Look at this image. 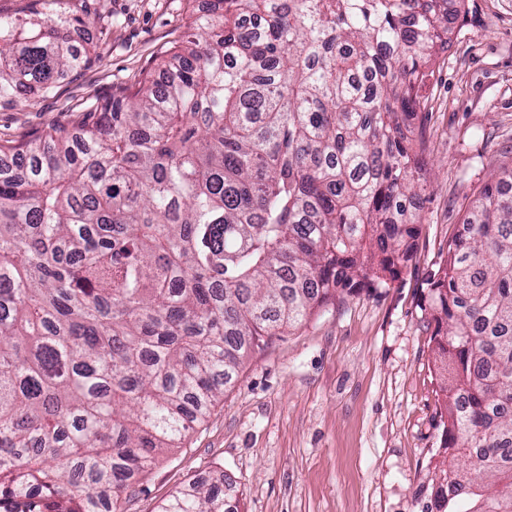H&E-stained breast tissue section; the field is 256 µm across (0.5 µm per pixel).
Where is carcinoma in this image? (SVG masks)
Listing matches in <instances>:
<instances>
[{"instance_id":"carcinoma-1","label":"carcinoma","mask_w":512,"mask_h":512,"mask_svg":"<svg viewBox=\"0 0 512 512\" xmlns=\"http://www.w3.org/2000/svg\"><path fill=\"white\" fill-rule=\"evenodd\" d=\"M0 17V98L87 62ZM167 81L0 144V512H120L252 351L416 253L413 132L448 0H209ZM440 471L421 512H512V166L433 274ZM197 480L158 512H240Z\"/></svg>"}]
</instances>
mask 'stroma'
<instances>
[{"mask_svg": "<svg viewBox=\"0 0 512 512\" xmlns=\"http://www.w3.org/2000/svg\"><path fill=\"white\" fill-rule=\"evenodd\" d=\"M205 0H65L94 19L86 65L46 97L0 101V143L72 127L132 93L186 41ZM422 95L428 187L416 255L385 287L328 306L246 359L206 420L121 496L157 507L229 475L242 512H418L442 461V377L422 309L475 194L512 162V0H464Z\"/></svg>", "mask_w": 512, "mask_h": 512, "instance_id": "obj_1", "label": "stroma"}]
</instances>
